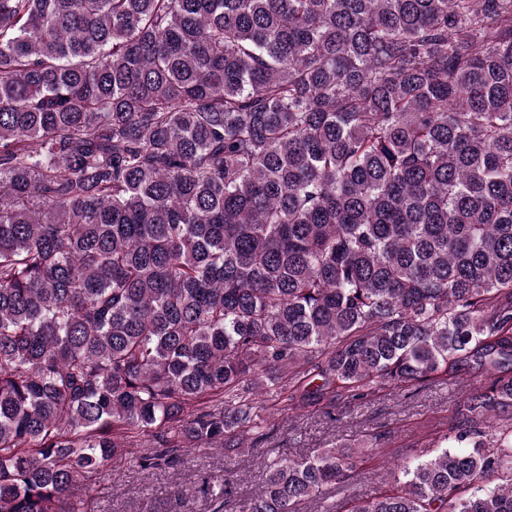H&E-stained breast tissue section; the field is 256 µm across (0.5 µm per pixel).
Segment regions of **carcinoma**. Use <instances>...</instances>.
Masks as SVG:
<instances>
[{"label": "carcinoma", "mask_w": 512, "mask_h": 512, "mask_svg": "<svg viewBox=\"0 0 512 512\" xmlns=\"http://www.w3.org/2000/svg\"><path fill=\"white\" fill-rule=\"evenodd\" d=\"M469 370L345 512H512V0H0V512Z\"/></svg>", "instance_id": "1"}]
</instances>
